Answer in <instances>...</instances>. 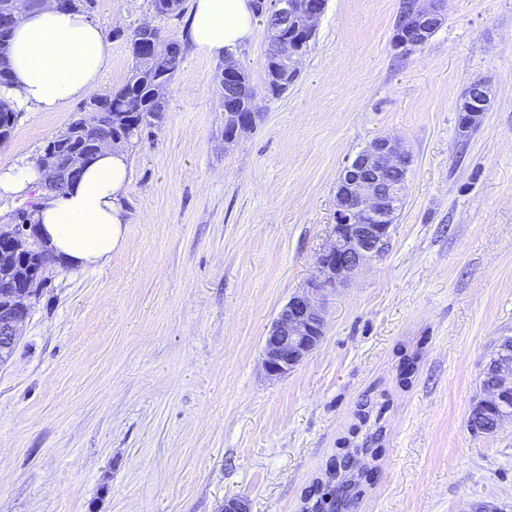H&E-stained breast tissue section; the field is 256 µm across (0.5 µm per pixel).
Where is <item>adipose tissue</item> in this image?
I'll list each match as a JSON object with an SVG mask.
<instances>
[{
	"label": "adipose tissue",
	"mask_w": 512,
	"mask_h": 512,
	"mask_svg": "<svg viewBox=\"0 0 512 512\" xmlns=\"http://www.w3.org/2000/svg\"><path fill=\"white\" fill-rule=\"evenodd\" d=\"M252 0H194L184 36L208 56L237 53L253 39ZM12 82L0 97L23 112H55L93 94L109 65L103 29L52 6L26 11L10 41ZM130 183L124 153L103 150L65 192L44 194L33 218L48 249L73 271L104 264L123 239Z\"/></svg>",
	"instance_id": "ef3b65f1"
}]
</instances>
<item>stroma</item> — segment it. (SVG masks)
<instances>
[{"instance_id": "1", "label": "stroma", "mask_w": 512, "mask_h": 512, "mask_svg": "<svg viewBox=\"0 0 512 512\" xmlns=\"http://www.w3.org/2000/svg\"><path fill=\"white\" fill-rule=\"evenodd\" d=\"M150 0H98L124 83V34L181 37ZM399 0H327L299 75L265 94L268 33L236 55L256 125L224 141L219 59L185 46L160 118L125 155L121 245L100 268L55 263L0 365V512H301L343 447L369 442L355 512H512V421L471 432L480 379L512 336V0H445L407 53ZM484 80L468 132L459 101ZM23 113L0 164L37 160L75 116ZM412 155L384 251L324 301V335L288 375L262 344L315 274L343 169L375 138ZM367 422H360V413ZM487 87L481 79L473 80L468 86L460 104H459V112H460V123L461 127L464 131H467L471 128L477 126L483 115L490 106V96L489 93L485 92ZM481 89L482 93L477 94L474 92V89Z\"/></svg>"}]
</instances>
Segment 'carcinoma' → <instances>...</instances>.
Wrapping results in <instances>:
<instances>
[{
	"label": "carcinoma",
	"instance_id": "carcinoma-1",
	"mask_svg": "<svg viewBox=\"0 0 512 512\" xmlns=\"http://www.w3.org/2000/svg\"><path fill=\"white\" fill-rule=\"evenodd\" d=\"M156 15L160 17L177 16L182 11L183 0H151ZM38 7V0H0V14L15 12L22 14L26 10ZM183 54L181 43L173 37H162L157 41L152 54L140 57L132 56V67L126 82L105 96H93L80 108L82 114L74 117L68 126L52 137L58 147L66 150H88L100 140L114 139L118 148L125 149L141 138L144 129L153 124L163 112L170 92V86L180 66ZM266 75V94L277 98L288 90L297 76V69L284 67L280 81L271 80L269 64H264ZM237 93L224 95V111L248 112L254 106L255 90L249 75L243 66L236 69ZM98 113L94 126L84 125L83 113ZM20 113L10 104L0 100V134L12 139ZM63 158H58L54 167L41 168V189L59 193L67 183L63 181L65 170L60 168ZM360 451L376 455L377 449L363 442L334 458L336 481L321 483V486L307 494L306 512H349L363 492L368 475L356 472L349 467L351 454Z\"/></svg>",
	"mask_w": 512,
	"mask_h": 512
}]
</instances>
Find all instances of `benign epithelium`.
<instances>
[{"instance_id":"benign-epithelium-1","label":"benign epithelium","mask_w":512,"mask_h":512,"mask_svg":"<svg viewBox=\"0 0 512 512\" xmlns=\"http://www.w3.org/2000/svg\"><path fill=\"white\" fill-rule=\"evenodd\" d=\"M443 0H400L397 26L414 29L421 34L433 30L442 20ZM269 11L281 19L273 39L277 48H286L282 57L296 64L300 52L288 46L282 36L294 14L303 17L308 32L315 30L321 15L319 0H269ZM485 84L476 79L468 86L460 104V123L467 131L477 126L490 106V96L474 89ZM256 112L224 113V140L234 141L256 122ZM412 156L397 140L380 137L361 150L339 178L336 192V224L328 247L319 258L317 274L295 293L280 309L263 345V363L271 377H282L301 363L319 345L325 326L323 309L316 298L343 285L363 263L380 254L390 236V218L395 211L392 179L407 174ZM6 253L31 255L38 263L34 277L15 283L19 302L0 309V343H17L18 329L24 322L29 305L24 300L34 289L54 258L45 248L28 210L24 223L0 228V257ZM488 397L480 401L483 408L494 412L491 431L512 420V337L503 338L495 355V375L486 380Z\"/></svg>"}]
</instances>
